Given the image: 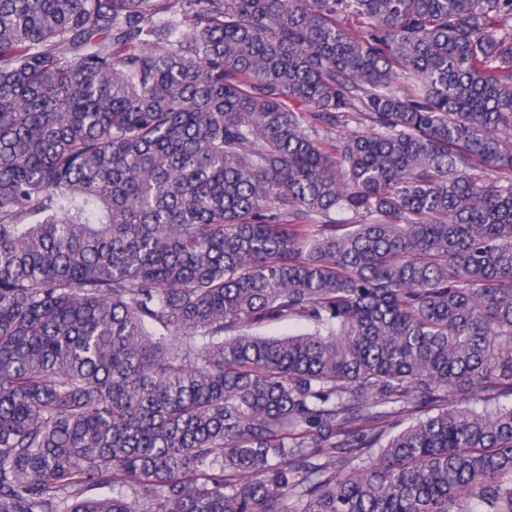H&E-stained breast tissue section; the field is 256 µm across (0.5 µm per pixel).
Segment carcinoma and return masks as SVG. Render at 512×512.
<instances>
[{
  "label": "carcinoma",
  "mask_w": 512,
  "mask_h": 512,
  "mask_svg": "<svg viewBox=\"0 0 512 512\" xmlns=\"http://www.w3.org/2000/svg\"><path fill=\"white\" fill-rule=\"evenodd\" d=\"M0 512H512V0H0Z\"/></svg>",
  "instance_id": "carcinoma-1"
}]
</instances>
